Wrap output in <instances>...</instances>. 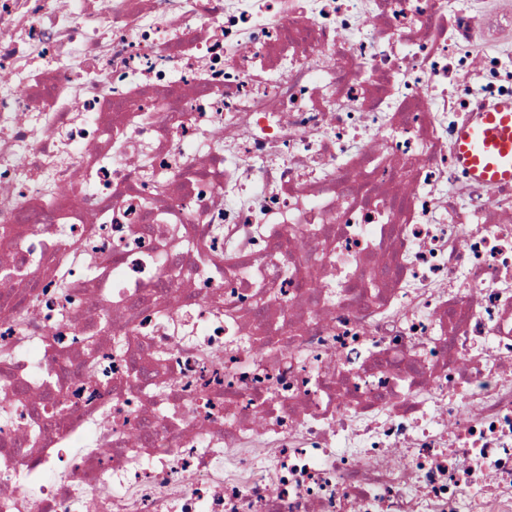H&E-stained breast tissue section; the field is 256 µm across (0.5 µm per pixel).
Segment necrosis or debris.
I'll return each instance as SVG.
<instances>
[{
    "instance_id": "necrosis-or-debris-1",
    "label": "necrosis or debris",
    "mask_w": 512,
    "mask_h": 512,
    "mask_svg": "<svg viewBox=\"0 0 512 512\" xmlns=\"http://www.w3.org/2000/svg\"><path fill=\"white\" fill-rule=\"evenodd\" d=\"M512 0H0V512H512ZM457 160L487 185L512 181V102L480 112L456 137Z\"/></svg>"
}]
</instances>
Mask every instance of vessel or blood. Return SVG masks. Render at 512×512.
I'll use <instances>...</instances> for the list:
<instances>
[{
    "mask_svg": "<svg viewBox=\"0 0 512 512\" xmlns=\"http://www.w3.org/2000/svg\"><path fill=\"white\" fill-rule=\"evenodd\" d=\"M457 160L471 176L495 186L512 181V102L479 113L456 137Z\"/></svg>",
    "mask_w": 512,
    "mask_h": 512,
    "instance_id": "1",
    "label": "vessel or blood"
}]
</instances>
